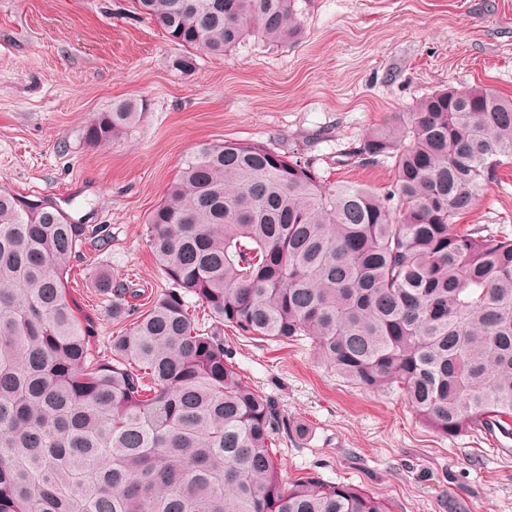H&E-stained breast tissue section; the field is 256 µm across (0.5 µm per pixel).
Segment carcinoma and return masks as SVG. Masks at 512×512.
I'll return each instance as SVG.
<instances>
[{
    "mask_svg": "<svg viewBox=\"0 0 512 512\" xmlns=\"http://www.w3.org/2000/svg\"><path fill=\"white\" fill-rule=\"evenodd\" d=\"M133 6L185 73L199 50L303 29L291 0ZM143 112L115 101L84 142H112ZM385 158L395 179L379 194L264 144L199 145L145 224L167 287L145 308L140 290L97 281L126 323L102 354L66 276L83 242L109 235L0 189V512H391L350 484L282 483L272 445L288 418L199 309L242 336L311 338L349 383L398 388L443 435H512V238L457 226L512 165V100L434 90L351 154Z\"/></svg>",
    "mask_w": 512,
    "mask_h": 512,
    "instance_id": "cac0c4a2",
    "label": "carcinoma"
}]
</instances>
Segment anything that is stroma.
I'll list each match as a JSON object with an SVG mask.
<instances>
[{
    "instance_id": "1",
    "label": "stroma",
    "mask_w": 512,
    "mask_h": 512,
    "mask_svg": "<svg viewBox=\"0 0 512 512\" xmlns=\"http://www.w3.org/2000/svg\"><path fill=\"white\" fill-rule=\"evenodd\" d=\"M304 34L248 39L229 56L198 53L175 70L174 46L134 17L131 0H0V185L55 201L112 242L81 247L66 279L106 350L116 326L95 283L107 270L155 296L164 277L145 223L199 144L262 143L312 163L328 182L380 190L390 162H347L373 127L442 86H489L512 99V0H294ZM134 98L145 112L121 138L84 143V126ZM461 224L512 236V168ZM243 381L292 430L277 445L283 482L312 473L350 483L392 512H512V437H445L399 391L338 376L310 340L278 344L224 329Z\"/></svg>"
}]
</instances>
